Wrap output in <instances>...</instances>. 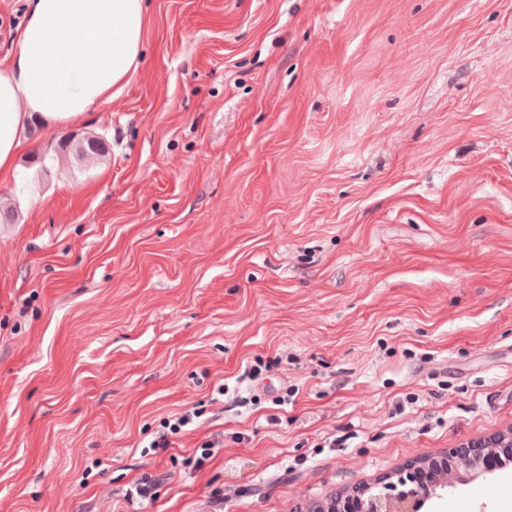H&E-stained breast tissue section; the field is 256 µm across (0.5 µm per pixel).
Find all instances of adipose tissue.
Returning <instances> with one entry per match:
<instances>
[{
  "label": "adipose tissue",
  "instance_id": "obj_1",
  "mask_svg": "<svg viewBox=\"0 0 512 512\" xmlns=\"http://www.w3.org/2000/svg\"><path fill=\"white\" fill-rule=\"evenodd\" d=\"M146 0H26L0 58V179L13 174L32 114L59 128L118 95L143 52Z\"/></svg>",
  "mask_w": 512,
  "mask_h": 512
}]
</instances>
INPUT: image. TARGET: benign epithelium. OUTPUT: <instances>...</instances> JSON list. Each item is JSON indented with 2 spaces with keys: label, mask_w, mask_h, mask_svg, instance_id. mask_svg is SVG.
Returning <instances> with one entry per match:
<instances>
[{
  "label": "benign epithelium",
  "mask_w": 512,
  "mask_h": 512,
  "mask_svg": "<svg viewBox=\"0 0 512 512\" xmlns=\"http://www.w3.org/2000/svg\"><path fill=\"white\" fill-rule=\"evenodd\" d=\"M512 452V436H495L424 456L404 466L397 479H383L340 492L326 505H308L297 512H422L433 499L448 495L466 475L490 474L499 455Z\"/></svg>",
  "instance_id": "1"
}]
</instances>
